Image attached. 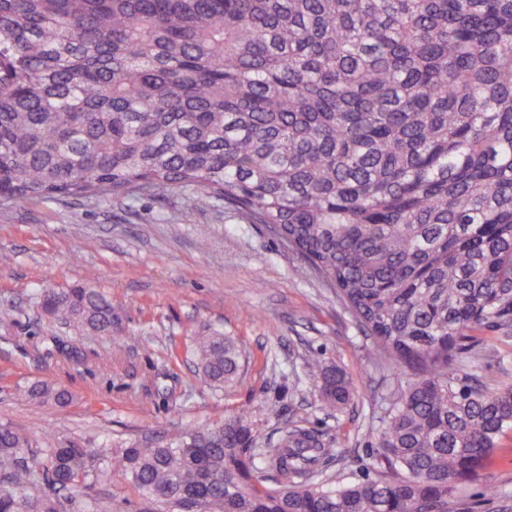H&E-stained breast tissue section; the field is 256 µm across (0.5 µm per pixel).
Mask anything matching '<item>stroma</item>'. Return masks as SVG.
I'll use <instances>...</instances> for the list:
<instances>
[{"mask_svg": "<svg viewBox=\"0 0 512 512\" xmlns=\"http://www.w3.org/2000/svg\"><path fill=\"white\" fill-rule=\"evenodd\" d=\"M0 423L35 451L74 444H165L254 408L258 447L290 425L334 439L330 481H349L376 461L378 418L398 380L335 289L265 225L243 223L223 202L193 208V192L136 199L60 198L0 203ZM88 284L114 306L111 335L81 332L44 315L38 291ZM200 336L233 337L237 379L218 389L192 354ZM472 370L492 390L512 386V333L475 338ZM350 376L342 412L320 398L318 361ZM43 381L72 404L24 395ZM96 496L106 512H158L120 475L89 477L66 500ZM448 512H512V431L482 476L460 485Z\"/></svg>", "mask_w": 512, "mask_h": 512, "instance_id": "1", "label": "stroma"}]
</instances>
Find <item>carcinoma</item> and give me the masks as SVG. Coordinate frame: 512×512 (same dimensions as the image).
Instances as JSON below:
<instances>
[{"mask_svg":"<svg viewBox=\"0 0 512 512\" xmlns=\"http://www.w3.org/2000/svg\"><path fill=\"white\" fill-rule=\"evenodd\" d=\"M177 187L277 226L411 379L380 417L373 476L317 481L336 448L313 429L252 447L251 409L105 448L100 475L202 512H447L512 431V387L466 363L471 333L512 328V0H0V200ZM37 306L112 334L88 285ZM196 352L216 386L237 376L232 337ZM319 393L340 410L350 380L322 365ZM29 448L0 424V512H62L55 491L87 479L90 452Z\"/></svg>","mask_w":512,"mask_h":512,"instance_id":"cac0c4a2","label":"carcinoma"}]
</instances>
